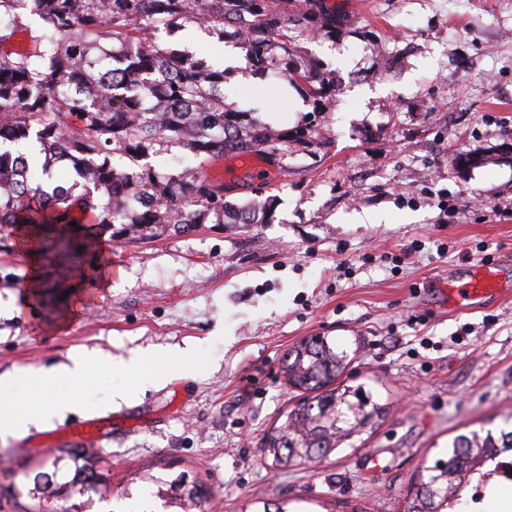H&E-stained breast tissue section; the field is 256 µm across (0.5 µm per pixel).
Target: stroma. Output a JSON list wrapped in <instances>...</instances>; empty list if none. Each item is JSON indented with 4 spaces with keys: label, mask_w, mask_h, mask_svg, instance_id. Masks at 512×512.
Listing matches in <instances>:
<instances>
[{
    "label": "stroma",
    "mask_w": 512,
    "mask_h": 512,
    "mask_svg": "<svg viewBox=\"0 0 512 512\" xmlns=\"http://www.w3.org/2000/svg\"><path fill=\"white\" fill-rule=\"evenodd\" d=\"M328 0L346 18L310 49L345 90L321 128L330 145L295 152L274 186L270 224H207L190 235L108 242L86 261L120 274L85 282L66 306L28 304L29 258L0 236V409L45 401L67 381L33 370L99 351L79 389L84 411L23 437L0 436V512H182L179 474L200 485L193 512H403L424 467L452 439L499 430L512 414V277L496 297L452 310L436 292L474 264L512 268V0ZM482 157L461 168L459 154ZM251 198L252 167L229 153L206 167ZM446 193L449 211L438 206ZM378 211V224L353 214ZM327 337L351 362L342 380L385 413L326 458L274 466L262 441L298 399L282 357ZM158 353L157 383L119 399L111 361ZM97 428L92 456L61 458L54 482L34 476L53 448ZM99 480L85 492L81 467Z\"/></svg>",
    "instance_id": "35a3bbf8"
}]
</instances>
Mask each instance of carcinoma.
I'll return each mask as SVG.
<instances>
[{
    "label": "carcinoma",
    "mask_w": 512,
    "mask_h": 512,
    "mask_svg": "<svg viewBox=\"0 0 512 512\" xmlns=\"http://www.w3.org/2000/svg\"><path fill=\"white\" fill-rule=\"evenodd\" d=\"M43 21L31 46L0 52V227L34 226L44 287L62 288L58 254L71 260L110 234L114 241L190 234L204 224H269L270 206L227 199L208 162L226 152L271 155L288 169L299 147L317 154L329 141L317 116L342 90L339 76L309 50L333 39L342 19L319 0H0V44L25 14ZM236 39L246 68L284 79L308 99L313 119L275 127L260 107L226 102V72L206 56L163 48L153 35L189 23ZM182 150L159 169L150 159ZM74 178L54 180L55 167ZM347 366L324 338L289 349L281 371L302 399L263 447L277 465L307 462L362 432L380 408L338 383ZM512 453V429L456 436L448 457L424 468L405 512H458L462 492L484 486Z\"/></svg>",
    "instance_id": "carcinoma-1"
}]
</instances>
